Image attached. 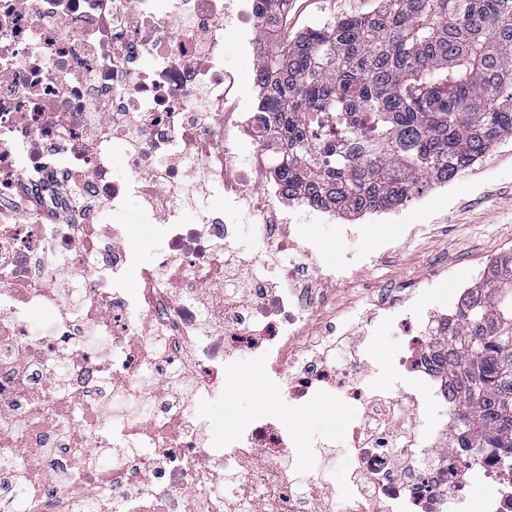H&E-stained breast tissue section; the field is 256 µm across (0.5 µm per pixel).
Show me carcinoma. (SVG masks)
<instances>
[{
	"label": "carcinoma",
	"mask_w": 512,
	"mask_h": 512,
	"mask_svg": "<svg viewBox=\"0 0 512 512\" xmlns=\"http://www.w3.org/2000/svg\"><path fill=\"white\" fill-rule=\"evenodd\" d=\"M289 0H256L257 111L287 193L345 215L447 183L512 138V0H376L290 35ZM438 354L458 392V448H512V252L469 292Z\"/></svg>",
	"instance_id": "cac0c4a2"
}]
</instances>
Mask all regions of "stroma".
<instances>
[{
  "label": "stroma",
  "mask_w": 512,
  "mask_h": 512,
  "mask_svg": "<svg viewBox=\"0 0 512 512\" xmlns=\"http://www.w3.org/2000/svg\"><path fill=\"white\" fill-rule=\"evenodd\" d=\"M374 0H293L286 25L297 32L343 16L370 11ZM224 69L240 81L241 94L236 111L255 109L256 64L253 57L235 41L234 20H226ZM346 216L333 211L322 213L311 227V233L324 246L328 255L339 258L347 254L371 253L377 250L381 235H388L397 251L374 265L359 267L354 286L337 289L336 311L354 325L371 317L378 289L400 288L419 283L418 297L434 302L439 290L449 288L445 277L436 275V262H444L449 272H460L473 265H488L500 253L512 250V139L500 143L480 158L474 166L460 173L448 184L424 190L403 207L361 216L366 225L363 235L339 239L337 227ZM417 224L435 225L430 235H411ZM241 372L237 380L224 388V400L207 407L211 432L224 434V410L233 408L244 414L255 406L282 412L287 403L269 397L264 372L251 357L240 358ZM295 421L304 436L322 439L332 455L327 472L330 482L343 486L351 465L352 454L343 437L351 423L350 415L331 419L325 409L313 407Z\"/></svg>",
  "instance_id": "stroma-1"
}]
</instances>
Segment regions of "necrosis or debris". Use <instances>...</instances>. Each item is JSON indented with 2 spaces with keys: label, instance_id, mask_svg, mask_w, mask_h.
Here are the masks:
<instances>
[{
  "label": "necrosis or debris",
  "instance_id": "obj_1",
  "mask_svg": "<svg viewBox=\"0 0 512 512\" xmlns=\"http://www.w3.org/2000/svg\"><path fill=\"white\" fill-rule=\"evenodd\" d=\"M229 16L261 57L254 0H0V504L334 512L342 492L310 466L325 446L301 443L287 417L230 409L225 438L209 436L203 409L247 354L292 410H355L349 512H512L504 450L450 447L458 405L437 367L482 272L434 309L415 288L382 291L374 311L406 345L386 362L393 389L363 387L379 339L353 335L328 288L354 261L326 260L289 223L263 114L224 110L239 91L224 71ZM242 143L254 159L239 166ZM228 204L264 250L230 246ZM121 212L160 241L155 265L136 266ZM35 311L51 335L33 330Z\"/></svg>",
  "mask_w": 512,
  "mask_h": 512
}]
</instances>
